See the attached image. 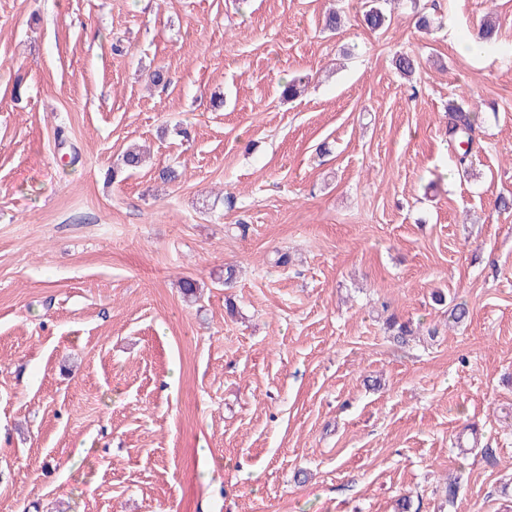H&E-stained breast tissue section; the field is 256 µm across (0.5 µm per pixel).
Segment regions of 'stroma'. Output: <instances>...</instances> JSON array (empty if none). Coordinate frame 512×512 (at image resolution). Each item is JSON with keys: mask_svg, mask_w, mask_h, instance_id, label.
<instances>
[{"mask_svg": "<svg viewBox=\"0 0 512 512\" xmlns=\"http://www.w3.org/2000/svg\"><path fill=\"white\" fill-rule=\"evenodd\" d=\"M365 3L0 0V512H512V0ZM448 112H451L447 129L448 143L452 148L456 167L466 171L472 164L479 116L475 110L463 104H450ZM462 143H467L468 148H462Z\"/></svg>", "mask_w": 512, "mask_h": 512, "instance_id": "35a3bbf8", "label": "stroma"}]
</instances>
